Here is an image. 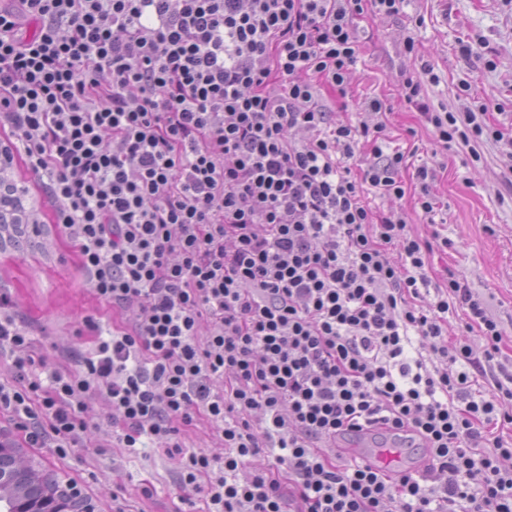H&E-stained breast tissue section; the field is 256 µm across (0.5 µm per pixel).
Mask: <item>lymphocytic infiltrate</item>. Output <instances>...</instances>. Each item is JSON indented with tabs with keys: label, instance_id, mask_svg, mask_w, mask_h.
Returning a JSON list of instances; mask_svg holds the SVG:
<instances>
[{
	"label": "lymphocytic infiltrate",
	"instance_id": "lymphocytic-infiltrate-1",
	"mask_svg": "<svg viewBox=\"0 0 512 512\" xmlns=\"http://www.w3.org/2000/svg\"><path fill=\"white\" fill-rule=\"evenodd\" d=\"M403 0H15L0 8V128L55 206L95 297L121 312L74 377L0 294V435L76 448L87 398L123 448L159 443L199 512H512V374L503 336L454 275L426 298L430 241L367 188L403 198L383 103L350 93L356 22ZM38 24L24 33L23 21ZM400 94L434 154L512 144V125ZM469 310L448 336L450 303ZM479 331L481 347L467 337ZM51 369L50 385L38 370ZM492 379L488 392L476 382ZM383 425L424 473L344 463L339 435ZM210 430L223 462L185 437Z\"/></svg>",
	"mask_w": 512,
	"mask_h": 512
}]
</instances>
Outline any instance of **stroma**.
<instances>
[{
    "label": "stroma",
    "instance_id": "1",
    "mask_svg": "<svg viewBox=\"0 0 512 512\" xmlns=\"http://www.w3.org/2000/svg\"><path fill=\"white\" fill-rule=\"evenodd\" d=\"M413 37L414 51L404 40ZM364 52L351 75L353 101L337 112L340 121H358L363 101L386 107L388 146L408 153L410 167L430 160L432 133L399 94L405 77L432 68L427 87L433 108L463 112L485 98L504 104L500 120L512 122V0H405L395 17L365 18ZM480 161L468 148L449 151L431 192L441 208L434 218L414 207L412 196L387 199L369 193L371 206L402 211L421 237L439 233L447 247H435L429 275L450 268L470 288L502 331L503 354L512 359V148L484 142ZM15 183L26 187L24 206L39 226L33 248L0 249V290L11 292L35 344L50 354L71 353V372L84 369L90 353L86 317L112 329V312L83 281L70 243L53 231L54 209L21 156L11 164ZM90 445L86 448H33L29 454L68 473L99 503L101 512H175L179 508L178 469L154 448L110 447L111 415L95 397L88 400ZM149 486L150 497L140 493Z\"/></svg>",
    "mask_w": 512,
    "mask_h": 512
}]
</instances>
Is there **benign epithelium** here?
<instances>
[{"instance_id":"benign-epithelium-1","label":"benign epithelium","mask_w":512,"mask_h":512,"mask_svg":"<svg viewBox=\"0 0 512 512\" xmlns=\"http://www.w3.org/2000/svg\"><path fill=\"white\" fill-rule=\"evenodd\" d=\"M14 491L12 512H99L96 499L72 477L59 474L0 439V491Z\"/></svg>"}]
</instances>
